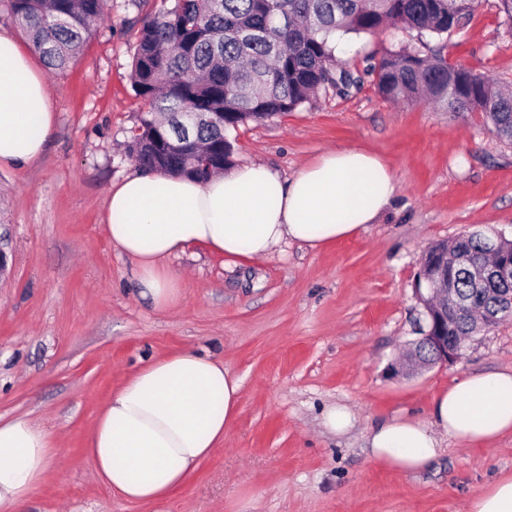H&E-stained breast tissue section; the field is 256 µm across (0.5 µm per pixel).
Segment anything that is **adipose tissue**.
I'll list each match as a JSON object with an SVG mask.
<instances>
[{"label":"adipose tissue","mask_w":512,"mask_h":512,"mask_svg":"<svg viewBox=\"0 0 512 512\" xmlns=\"http://www.w3.org/2000/svg\"><path fill=\"white\" fill-rule=\"evenodd\" d=\"M31 50L0 34V166L24 167L43 153L54 114ZM395 193L377 156L344 148L284 179L248 163L201 182L139 171L109 191L105 226L159 308L179 301L167 260L192 247L260 260L287 242L316 249L377 223ZM241 382L221 360L195 351L158 357L133 372L100 408L85 456L113 496L155 512L224 444ZM432 425L399 417L369 435L371 456L415 472L440 452L439 433L489 444L512 433V371L469 375L441 393ZM50 438L30 418L0 416V512L42 485Z\"/></svg>","instance_id":"1"}]
</instances>
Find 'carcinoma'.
<instances>
[{
  "instance_id": "carcinoma-1",
  "label": "carcinoma",
  "mask_w": 512,
  "mask_h": 512,
  "mask_svg": "<svg viewBox=\"0 0 512 512\" xmlns=\"http://www.w3.org/2000/svg\"><path fill=\"white\" fill-rule=\"evenodd\" d=\"M11 14L53 73L83 52L105 17L104 0H9ZM481 0H170L132 21L133 90L146 110L127 150L140 168L205 181L234 165L232 130L293 112L319 91L353 82L335 54L336 34H374L387 23L440 38ZM378 92L425 97L452 112H482L497 137L512 143V93L485 76L449 65L438 53L404 47L374 66ZM485 236L432 245L448 256V293L465 297L473 315L460 336L479 333L500 288L477 282L464 256L485 253Z\"/></svg>"
}]
</instances>
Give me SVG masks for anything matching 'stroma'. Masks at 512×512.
<instances>
[{
    "mask_svg": "<svg viewBox=\"0 0 512 512\" xmlns=\"http://www.w3.org/2000/svg\"><path fill=\"white\" fill-rule=\"evenodd\" d=\"M137 13L133 0H109L83 54L44 76L55 121L43 155L0 168V415L29 416L52 442L47 480L20 512H148L94 479L85 444L130 372L182 350L223 360L241 398L223 448L162 512H464L512 474V435L488 445L441 436L439 455L409 473L373 459L368 435L397 417L430 423L448 387L512 370L511 318L472 337L453 364L388 372L426 325L415 295L424 251L475 231L512 240V143L482 113L386 100L370 67L425 45L512 86V29L497 0L440 41L392 26L346 36L337 51L357 86L239 127L236 164L262 162L288 179L356 147L387 164L394 197L380 223L319 250L292 242L259 261L203 248L173 257L180 299L167 309L144 296L104 227L110 186L138 169L126 152L144 109L131 83ZM335 404L356 415L340 436L322 423Z\"/></svg>",
    "mask_w": 512,
    "mask_h": 512,
    "instance_id": "35a3bbf8",
    "label": "stroma"
}]
</instances>
